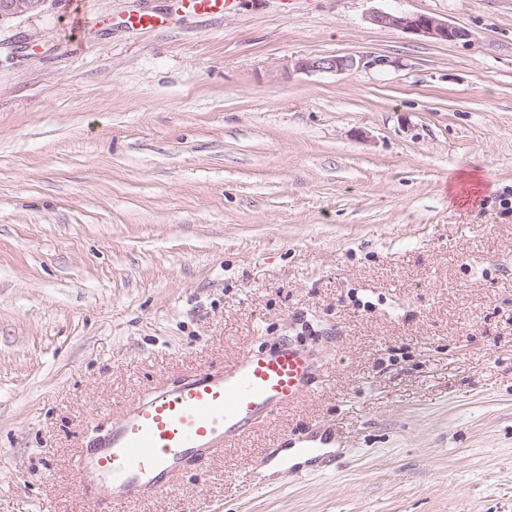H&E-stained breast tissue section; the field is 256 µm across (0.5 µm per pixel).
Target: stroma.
Returning a JSON list of instances; mask_svg holds the SVG:
<instances>
[{"label":"stroma","instance_id":"1","mask_svg":"<svg viewBox=\"0 0 512 512\" xmlns=\"http://www.w3.org/2000/svg\"><path fill=\"white\" fill-rule=\"evenodd\" d=\"M68 15L0 30V512H90L119 403L285 341L322 386L127 512H512V0H242L80 51ZM330 56L366 65L296 66ZM320 424L336 468L244 495ZM369 19L371 23L381 27L396 28L442 42H458L470 36L464 28L425 14L375 11ZM364 58L353 56H331L316 59H306L299 62L301 69H312L326 72H347L361 68Z\"/></svg>","mask_w":512,"mask_h":512}]
</instances>
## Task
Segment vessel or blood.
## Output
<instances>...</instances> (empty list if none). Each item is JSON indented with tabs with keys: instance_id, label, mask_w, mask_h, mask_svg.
<instances>
[{
	"instance_id": "vessel-or-blood-1",
	"label": "vessel or blood",
	"mask_w": 512,
	"mask_h": 512,
	"mask_svg": "<svg viewBox=\"0 0 512 512\" xmlns=\"http://www.w3.org/2000/svg\"><path fill=\"white\" fill-rule=\"evenodd\" d=\"M239 0H173L163 11L131 10L120 24L130 31L166 28L184 17L223 15ZM323 382V364L292 342L251 348L218 370L201 371L123 403L109 430L74 460L79 489L91 512H123L131 503L169 490L187 468L238 446L256 427L296 407ZM326 428L297 438L304 467L290 476H314L333 461Z\"/></svg>"
}]
</instances>
